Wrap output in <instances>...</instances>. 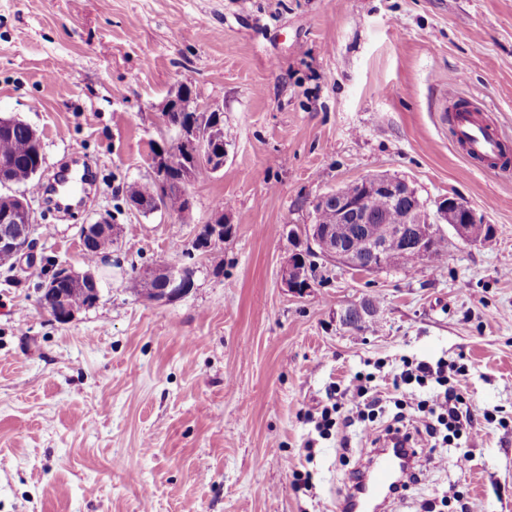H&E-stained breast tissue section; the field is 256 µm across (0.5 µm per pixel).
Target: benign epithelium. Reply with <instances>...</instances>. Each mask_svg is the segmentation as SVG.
<instances>
[{"label":"benign epithelium","instance_id":"benign-epithelium-1","mask_svg":"<svg viewBox=\"0 0 512 512\" xmlns=\"http://www.w3.org/2000/svg\"><path fill=\"white\" fill-rule=\"evenodd\" d=\"M178 107L185 112H201L196 103V97L186 98L185 86L180 84L171 92L162 107L161 122L171 140L163 141L160 152L151 156L150 177L163 189H168L170 182L167 179L166 150L170 146L180 147L193 159V166L178 183V188L186 200V210L192 208V197L189 186L199 168L217 172L224 167V148L217 147L222 140L223 128L219 124L206 122L197 117L187 124L176 123L171 120L172 108ZM359 191L349 194L342 187L325 193L315 203L323 208L327 201L336 206L335 231L321 232L315 224L304 227V234L317 247V254L328 259L341 260L352 267H365L376 271L386 263L388 252L386 245L366 238V249L358 252L346 249L341 237L347 233L346 225L368 223L373 213L374 202L384 199L392 205L403 200L410 201V206L403 209L401 223L391 225L394 237L402 242L403 248L398 259H403L405 253L414 249L425 253L426 243L434 237L435 223L450 225L457 236L465 242H476L486 233L487 225L475 211L456 197L448 196L436 202V222H431V216L426 206L417 197V193L406 182L387 175H366L355 181ZM19 203L0 209V254L8 253L12 256L32 253L33 220L32 210L27 197L17 195ZM224 219L216 217L201 225L193 240L192 246L198 251H206L212 245L224 239ZM117 225L107 218H101L92 224H83L80 228V238L83 247L93 245L98 239H115ZM142 277L147 284L146 294L154 301L171 300L179 297L193 285V277L188 269L160 264L145 269ZM281 279L285 287L299 290L309 286L308 270L301 267L297 254H292L281 269ZM160 287H152L153 283ZM65 283L68 288H82L89 295V302L95 304L100 298V289L95 275L91 271L84 273H69L64 270L54 272L42 285L39 298L41 309L51 315L57 316L61 321L71 320L79 308L70 303L67 288L59 287Z\"/></svg>","mask_w":512,"mask_h":512}]
</instances>
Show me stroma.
<instances>
[{
	"label": "stroma",
	"instance_id": "1",
	"mask_svg": "<svg viewBox=\"0 0 512 512\" xmlns=\"http://www.w3.org/2000/svg\"><path fill=\"white\" fill-rule=\"evenodd\" d=\"M221 109L224 167L196 175L193 208L142 214L177 83ZM456 89L512 147V0H0V116L36 129L44 177L91 164L79 209L32 197V259L0 266V512H337L373 449L357 422L321 438L306 412L356 373L388 387L401 357L463 359L475 423L466 469L420 457L386 512H512V166L469 161ZM370 174L427 206L454 196L491 224L445 260L364 273L315 258L309 288L281 267L316 199ZM228 200L232 231L175 252ZM111 215L99 301L60 323L38 305L80 271L79 227ZM194 271L183 296L135 293V271ZM374 300L354 327L348 307Z\"/></svg>",
	"mask_w": 512,
	"mask_h": 512
}]
</instances>
